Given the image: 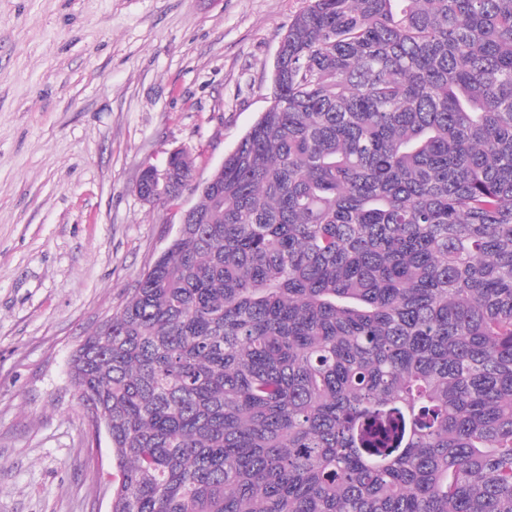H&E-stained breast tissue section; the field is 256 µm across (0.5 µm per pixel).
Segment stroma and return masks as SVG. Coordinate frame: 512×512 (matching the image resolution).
Here are the masks:
<instances>
[{"label": "stroma", "instance_id": "obj_1", "mask_svg": "<svg viewBox=\"0 0 512 512\" xmlns=\"http://www.w3.org/2000/svg\"><path fill=\"white\" fill-rule=\"evenodd\" d=\"M307 4L0 0V512H108L112 450L71 358L268 107ZM176 149L195 188L142 200Z\"/></svg>", "mask_w": 512, "mask_h": 512}]
</instances>
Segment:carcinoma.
Here are the masks:
<instances>
[{"mask_svg":"<svg viewBox=\"0 0 512 512\" xmlns=\"http://www.w3.org/2000/svg\"><path fill=\"white\" fill-rule=\"evenodd\" d=\"M282 40L71 361L112 512H512V0H309Z\"/></svg>","mask_w":512,"mask_h":512,"instance_id":"1","label":"carcinoma"}]
</instances>
